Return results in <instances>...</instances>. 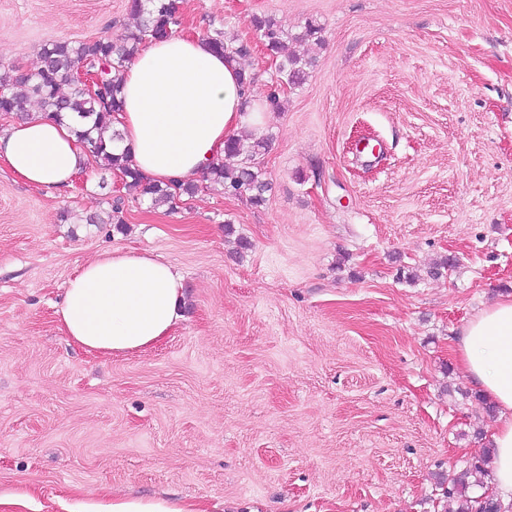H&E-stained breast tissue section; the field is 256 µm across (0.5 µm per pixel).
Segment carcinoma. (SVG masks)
Returning <instances> with one entry per match:
<instances>
[{"instance_id":"obj_1","label":"carcinoma","mask_w":512,"mask_h":512,"mask_svg":"<svg viewBox=\"0 0 512 512\" xmlns=\"http://www.w3.org/2000/svg\"><path fill=\"white\" fill-rule=\"evenodd\" d=\"M129 8L133 15L141 18V23L135 32L118 43L109 36L78 43L56 41L42 49L35 72L27 73L15 66L0 72V114L23 119L28 116V105L35 100L42 111L59 120L77 119L75 133L80 142L92 157L102 159L106 166L122 174L124 188L136 199L145 198L154 205H173L184 196L197 194L200 186L194 182L164 186L144 182L133 168L129 154L113 152L102 136L103 130L112 125L114 114L121 111L122 75L140 45L149 38L175 35L182 26L179 0H129ZM252 26L275 60L278 79L269 99L279 110L284 88L300 86L314 61L290 49L287 37L273 19L255 17ZM206 39L232 61L250 53L248 44L228 37L222 29L209 32ZM102 64L107 66V72L103 83L93 91L75 75L80 67L93 70ZM267 143L266 137L256 138L252 150L245 153L240 140L231 139L224 148V156L212 164L209 180L223 184L224 190L234 195L247 196L255 206L265 204L271 184L258 169L257 155L266 149ZM493 456L494 449L488 447L481 456L468 462L462 474L440 482L443 497L458 499L457 512H505L500 502L492 498L481 501L468 492L470 474L485 470Z\"/></svg>"}]
</instances>
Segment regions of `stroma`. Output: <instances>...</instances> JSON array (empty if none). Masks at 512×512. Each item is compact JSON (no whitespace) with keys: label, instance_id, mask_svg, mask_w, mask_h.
<instances>
[{"label":"stroma","instance_id":"35a3bbf8","mask_svg":"<svg viewBox=\"0 0 512 512\" xmlns=\"http://www.w3.org/2000/svg\"><path fill=\"white\" fill-rule=\"evenodd\" d=\"M127 4L0 0V67L122 37ZM256 16L315 60L265 117L264 205L211 183L173 207L126 200L120 232L86 221L123 194L112 169L58 191L0 165V512H445L439 476L486 447L453 338L512 293V0H182L183 34L250 42L266 95ZM111 250L170 263L185 305L154 348L105 358L56 310ZM101 512H204L191 507L178 506L164 500H124L112 501V509Z\"/></svg>","mask_w":512,"mask_h":512}]
</instances>
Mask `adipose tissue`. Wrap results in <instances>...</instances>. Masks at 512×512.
<instances>
[{"mask_svg": "<svg viewBox=\"0 0 512 512\" xmlns=\"http://www.w3.org/2000/svg\"><path fill=\"white\" fill-rule=\"evenodd\" d=\"M255 91L237 64L200 37L149 42L126 67L123 110L112 120L148 181L199 180L227 140L263 123L265 104L244 112ZM89 159L69 121L41 112L0 128V163L35 187H72ZM184 288L173 267L149 253L112 251L87 261L64 288L59 329L90 354L146 351L182 317ZM458 361L474 388L497 410L490 428L496 450L488 492L512 502V295L500 297L462 325Z\"/></svg>", "mask_w": 512, "mask_h": 512, "instance_id": "adipose-tissue-1", "label": "adipose tissue"}]
</instances>
